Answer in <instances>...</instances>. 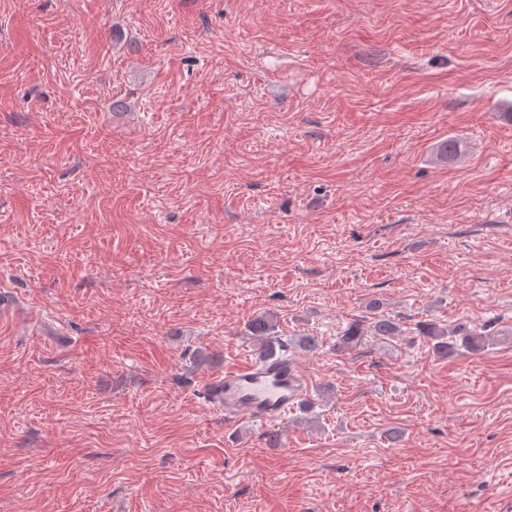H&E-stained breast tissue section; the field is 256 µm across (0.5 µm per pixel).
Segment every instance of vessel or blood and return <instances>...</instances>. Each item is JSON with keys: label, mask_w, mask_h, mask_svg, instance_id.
Listing matches in <instances>:
<instances>
[{"label": "vessel or blood", "mask_w": 512, "mask_h": 512, "mask_svg": "<svg viewBox=\"0 0 512 512\" xmlns=\"http://www.w3.org/2000/svg\"><path fill=\"white\" fill-rule=\"evenodd\" d=\"M306 379L288 357L260 360L251 356L207 377V403L225 421H256L273 427L286 419L302 398Z\"/></svg>", "instance_id": "obj_1"}]
</instances>
